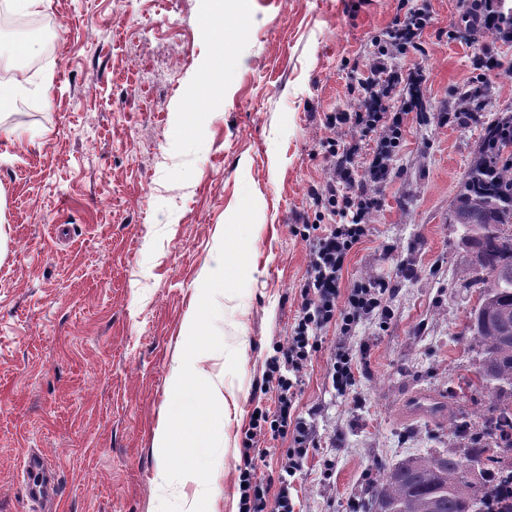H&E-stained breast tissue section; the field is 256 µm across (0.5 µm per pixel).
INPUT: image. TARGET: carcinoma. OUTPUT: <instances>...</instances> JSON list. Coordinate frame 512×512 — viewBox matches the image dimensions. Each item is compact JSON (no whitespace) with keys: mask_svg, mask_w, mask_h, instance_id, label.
I'll use <instances>...</instances> for the list:
<instances>
[{"mask_svg":"<svg viewBox=\"0 0 512 512\" xmlns=\"http://www.w3.org/2000/svg\"><path fill=\"white\" fill-rule=\"evenodd\" d=\"M451 223L472 246L463 287L482 285L466 330L485 406L450 419L467 439L463 452L417 454L381 468L369 512H512V473L496 468L494 453L512 448V116L484 128Z\"/></svg>","mask_w":512,"mask_h":512,"instance_id":"1","label":"carcinoma"}]
</instances>
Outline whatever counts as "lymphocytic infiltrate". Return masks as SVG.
<instances>
[{
	"mask_svg": "<svg viewBox=\"0 0 512 512\" xmlns=\"http://www.w3.org/2000/svg\"><path fill=\"white\" fill-rule=\"evenodd\" d=\"M371 75L363 85L360 112H340L331 126L350 124L375 139L367 155H360L359 146L347 144L343 151H331L330 166L334 179L326 189L324 208L329 220L319 235L311 240L307 281L302 291L298 321L286 343L276 348L270 362L275 373L274 412H259L252 420L253 437L265 431L291 433L292 446L280 477V488L274 502H267L266 490L253 481L251 457H244L239 480L243 484L242 512H295L290 479L303 465L312 443L305 422L294 421L301 373L316 337L332 322L351 326L366 315L386 314L383 304L385 287L358 286L342 292V272L349 254L367 234V216L379 206L376 187L387 183L392 163L400 144L406 117L416 109L423 96L426 76L422 68L405 70L379 61L370 68Z\"/></svg>",
	"mask_w": 512,
	"mask_h": 512,
	"instance_id": "f902f5d3",
	"label": "lymphocytic infiltrate"
}]
</instances>
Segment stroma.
<instances>
[{"label":"stroma","mask_w":512,"mask_h":512,"mask_svg":"<svg viewBox=\"0 0 512 512\" xmlns=\"http://www.w3.org/2000/svg\"><path fill=\"white\" fill-rule=\"evenodd\" d=\"M471 0H247L210 18L209 0H52L57 27L0 112V512H178L193 482L166 484L154 449L204 275L244 192L258 215L244 292L219 295L217 327L237 350L196 357L221 387L224 453L209 512H241L239 467L264 380L291 334L309 245L294 229L323 223L312 189L329 179L327 118L356 111L393 21L428 25L402 68L426 74L381 205L352 251L342 288L383 281L388 317L322 331L296 413L314 442L293 478L299 512H365L381 466L458 451L450 414L479 410L466 385L478 363L463 334L479 289L450 206L486 125L512 115V39L474 28ZM209 77L196 99L188 89ZM53 76L48 94L32 89ZM480 87L471 120L460 90ZM356 381L332 384L338 345ZM425 395L446 417L415 410ZM258 482L277 492L288 440L265 436Z\"/></svg>","instance_id":"35a3bbf8"}]
</instances>
